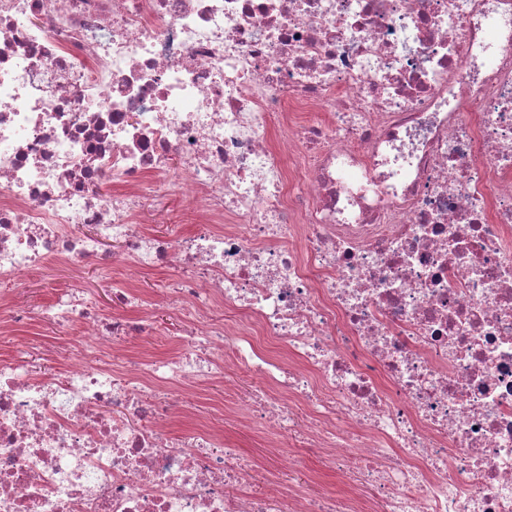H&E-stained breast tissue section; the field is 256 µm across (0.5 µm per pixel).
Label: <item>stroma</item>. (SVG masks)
<instances>
[{
    "mask_svg": "<svg viewBox=\"0 0 512 512\" xmlns=\"http://www.w3.org/2000/svg\"><path fill=\"white\" fill-rule=\"evenodd\" d=\"M193 207L182 196L168 190L146 196L138 218L142 225L159 235L185 233L191 230ZM124 283L121 266L111 270H99L96 263H85L80 273H73L67 266L50 263L28 277L26 288L20 289L14 297L17 309L30 312L31 320L17 327L14 334L0 337V357L16 358L29 367L55 368V361L45 359L39 351L40 345L48 340L64 344L76 343L81 329L71 325L64 328L43 321L38 313L42 307L54 300L57 294L73 288H80L95 296L103 315H110L115 309L113 295ZM154 317L156 330L150 336L132 339L134 351L153 358L169 359L175 354L171 343L178 321L167 304L155 303ZM255 379L230 372L224 378L209 381L203 387L202 395L208 401L224 403L226 407L243 405L255 386ZM211 423L224 431V441L238 449L244 459L255 467L253 485L255 489L265 488L271 481H288V474H277L274 458L278 453L277 440L262 432L249 421L226 420L224 415L214 412L209 416ZM300 462L305 475V488H318L338 495L347 492L350 479L348 474L329 468L321 454L310 448L302 449Z\"/></svg>",
    "mask_w": 512,
    "mask_h": 512,
    "instance_id": "35a3bbf8",
    "label": "stroma"
}]
</instances>
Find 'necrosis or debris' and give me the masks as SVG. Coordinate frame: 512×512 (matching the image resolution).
I'll return each instance as SVG.
<instances>
[{
    "label": "necrosis or debris",
    "instance_id": "4bbe7bcc",
    "mask_svg": "<svg viewBox=\"0 0 512 512\" xmlns=\"http://www.w3.org/2000/svg\"><path fill=\"white\" fill-rule=\"evenodd\" d=\"M171 188L194 230H144ZM509 240L512 0H0V334L48 261H119L173 270L182 348L42 309L82 336L0 358V512H512ZM236 368L353 490L256 492L221 429L171 432Z\"/></svg>",
    "mask_w": 512,
    "mask_h": 512
}]
</instances>
